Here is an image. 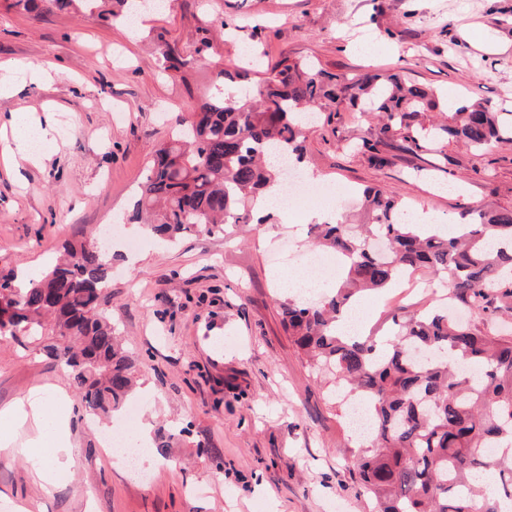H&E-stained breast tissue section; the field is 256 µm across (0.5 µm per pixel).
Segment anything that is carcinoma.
Listing matches in <instances>:
<instances>
[{"label":"carcinoma","mask_w":512,"mask_h":512,"mask_svg":"<svg viewBox=\"0 0 512 512\" xmlns=\"http://www.w3.org/2000/svg\"><path fill=\"white\" fill-rule=\"evenodd\" d=\"M221 86L253 80L244 98L219 91L179 114L168 140L153 152L136 219L174 241L214 235L227 224H263L258 201L280 171L272 148L292 163L304 160L308 130L301 120L340 109L381 114L348 144L375 167L394 151L418 153L462 141L475 153L512 141L490 102L466 99L454 109L430 86L397 73L336 74L311 60L273 65L215 62ZM403 205L378 188L363 191L358 224H311L321 249L342 272L332 290L312 302L286 297L282 324L314 372H327L364 401L374 420L369 445L349 459L373 512H502L512 502V335L501 327L512 312V209H463L456 231L422 232L406 222ZM448 281V310L406 313L379 343L336 332L335 322L365 292H382L409 272ZM110 280L103 245L88 238L64 247L45 275L22 290L0 281V331L32 341L49 328L51 350L85 410L107 415L133 389V362L101 307ZM499 478L488 497L475 481Z\"/></svg>","instance_id":"obj_1"}]
</instances>
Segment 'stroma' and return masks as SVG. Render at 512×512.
<instances>
[{
	"label": "stroma",
	"mask_w": 512,
	"mask_h": 512,
	"mask_svg": "<svg viewBox=\"0 0 512 512\" xmlns=\"http://www.w3.org/2000/svg\"><path fill=\"white\" fill-rule=\"evenodd\" d=\"M111 0H96L97 12ZM84 9L34 13L0 0V68L22 76L0 96V128L13 113L52 112L66 134L48 157L0 155V278L45 273L67 242L111 225V282L103 307L125 339L144 403L140 425L174 426L161 463L136 478L107 457L101 436L122 413H87L43 344L0 335V408L41 390L69 393L73 466L53 483L30 459L0 453V512H372L344 465L357 447L333 381L311 373L284 331L278 270L305 273L314 255L305 202L289 218L246 235H187L167 245L129 221L154 147L177 114L214 91L212 63L243 47L312 59L333 73L391 69L451 100L474 96L512 106V0H167L136 25ZM214 33L198 52L203 30ZM175 49L193 63L162 72ZM344 109L310 132L300 169L312 191L341 196L378 186L411 211L452 226L462 207L512 209V142L482 155L462 143L396 154L382 168L348 151L360 129ZM289 243L295 260L273 257ZM393 303L357 305L363 333L386 335L396 313L433 308L447 283L425 271Z\"/></svg>",
	"instance_id": "35a3bbf8"
}]
</instances>
